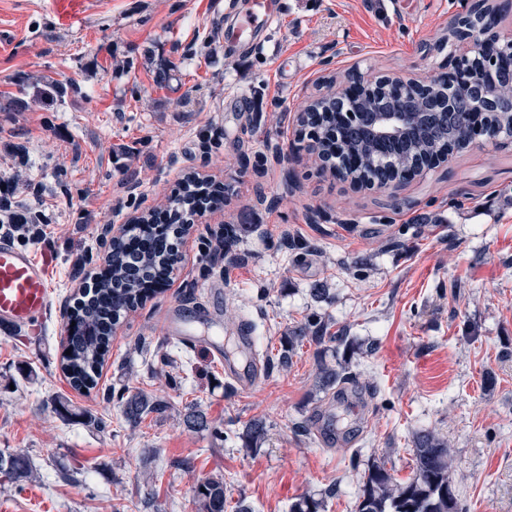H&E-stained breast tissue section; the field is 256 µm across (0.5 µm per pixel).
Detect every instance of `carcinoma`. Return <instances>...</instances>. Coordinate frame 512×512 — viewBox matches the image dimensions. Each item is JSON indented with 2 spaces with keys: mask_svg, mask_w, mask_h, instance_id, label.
I'll use <instances>...</instances> for the list:
<instances>
[{
  "mask_svg": "<svg viewBox=\"0 0 512 512\" xmlns=\"http://www.w3.org/2000/svg\"><path fill=\"white\" fill-rule=\"evenodd\" d=\"M497 12L485 5H476L458 19L441 40L439 51H444L455 39L462 40L476 33L483 35L489 45H496L501 54L512 51V40H502L496 31ZM402 100L410 112L417 113L415 125L401 138L375 144L367 124L360 114L388 106L390 96H374L354 106L348 102H332L322 97L308 105L302 115V126L312 141L310 151L319 162L322 172H334L346 166L354 154L364 153L369 162L357 171L362 183H385L411 164L424 161L446 148L460 152L467 148L474 122L471 115L487 119L485 128L504 137H512V71L492 61L488 52L476 53L462 62L456 77L436 83L427 92L403 93ZM353 112L355 116L336 125L335 113ZM202 197L191 180H185L180 194L172 200L174 212L190 215L199 208ZM174 241L161 239L144 253L135 254L121 236L112 239L109 246L110 277L94 285L93 290L77 302L68 316L67 336L61 369L72 388L91 390L98 384L100 369L109 351L112 329L124 315L142 302L141 283L160 269L172 267L178 252L180 226L172 227ZM314 329V340L321 345L334 343L336 347L355 350L342 334H328L327 325L310 321L288 337L278 363L289 364L295 347L306 339V332ZM325 389H341L353 378L350 368L334 367L325 362L319 366ZM123 416L132 428L150 414H162L169 403L141 391H124L119 395ZM54 411L76 417L88 426H99L103 418L84 415L69 409L63 399L54 403ZM183 425L191 431L209 428L206 414L200 407L189 405L182 414ZM246 447L259 448L266 439V425L260 419L249 421L241 433ZM413 476L400 480L383 463H376L365 471L356 502V512H462L456 488L450 476L452 456L445 442L433 433L423 431L413 437ZM0 476L11 483L29 482L36 478L31 461L19 453L0 452ZM193 502L196 512H225L224 478L208 477L194 486Z\"/></svg>",
  "mask_w": 512,
  "mask_h": 512,
  "instance_id": "1",
  "label": "carcinoma"
}]
</instances>
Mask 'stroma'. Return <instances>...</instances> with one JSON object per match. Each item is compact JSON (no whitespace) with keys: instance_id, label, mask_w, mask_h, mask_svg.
<instances>
[{"instance_id":"35a3bbf8","label":"stroma","mask_w":512,"mask_h":512,"mask_svg":"<svg viewBox=\"0 0 512 512\" xmlns=\"http://www.w3.org/2000/svg\"><path fill=\"white\" fill-rule=\"evenodd\" d=\"M475 2L286 0L268 38L229 57V0H86L75 27L44 0H0V105L23 103L0 109V185L44 229L17 245L48 262L52 285L39 334L0 333V450L28 456L41 478L0 482V512H138L149 492L162 512H195L194 485L216 474L229 504L253 512H290L304 495L355 512L373 463L412 476L421 431L448 444L463 512H512V140L377 189L320 174L299 135L302 107L351 76L442 72L437 45ZM190 174L221 184L222 202L195 219L164 285L120 319L97 386L73 389L59 363L78 265L102 270L113 233L168 209ZM228 224L236 244L209 249ZM217 287L225 330L248 324L266 364L249 392L164 332L165 307L211 303ZM314 318L360 347L359 417L319 386V362L342 359L335 344L306 341L276 363ZM125 388L170 408L130 427L104 398ZM57 397L105 426L53 412ZM190 403L209 430L182 424ZM253 419L268 429L255 450L240 438ZM185 458L190 470L173 468Z\"/></svg>"}]
</instances>
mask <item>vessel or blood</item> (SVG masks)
I'll use <instances>...</instances> for the list:
<instances>
[{"label":"vessel or blood","mask_w":512,"mask_h":512,"mask_svg":"<svg viewBox=\"0 0 512 512\" xmlns=\"http://www.w3.org/2000/svg\"><path fill=\"white\" fill-rule=\"evenodd\" d=\"M47 6L66 25L78 24L83 16L84 0H48ZM282 9L281 0H251L250 9L236 25L224 33L226 44L241 41L243 34H256L275 22ZM51 301L50 272L46 263L9 240H0V328L25 331L43 322ZM210 349L224 363L225 376L241 389H251L260 379L258 365L241 362L240 352L253 351L250 332L239 336L235 348L214 341Z\"/></svg>","instance_id":"1"}]
</instances>
